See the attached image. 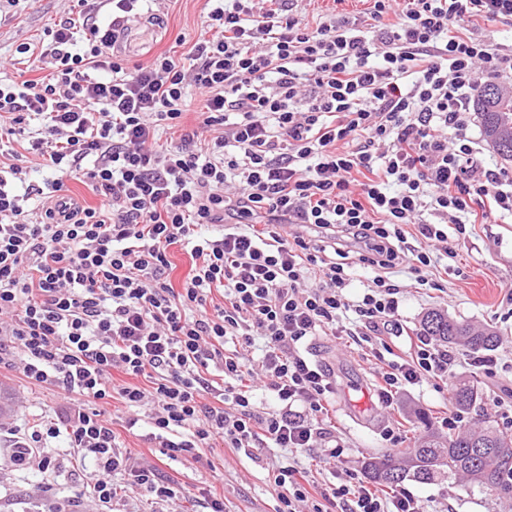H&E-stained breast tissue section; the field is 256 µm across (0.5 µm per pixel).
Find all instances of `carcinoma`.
Returning <instances> with one entry per match:
<instances>
[{"instance_id":"carcinoma-1","label":"carcinoma","mask_w":512,"mask_h":512,"mask_svg":"<svg viewBox=\"0 0 512 512\" xmlns=\"http://www.w3.org/2000/svg\"><path fill=\"white\" fill-rule=\"evenodd\" d=\"M498 92V86L484 85L475 108L485 138L503 160L511 162L512 98H503ZM421 332L474 355H486L499 343L493 328H475L438 311L422 318ZM479 394L480 389L472 380H459L451 389L453 404L463 414L474 407ZM364 471L369 480L386 488L406 481L432 483L443 477H461L472 487L497 490L512 476V430L487 424L446 435L431 432L415 439L397 457L368 459Z\"/></svg>"}]
</instances>
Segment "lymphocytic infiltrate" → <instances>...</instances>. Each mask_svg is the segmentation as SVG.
I'll use <instances>...</instances> for the list:
<instances>
[{"label": "lymphocytic infiltrate", "instance_id": "1", "mask_svg": "<svg viewBox=\"0 0 512 512\" xmlns=\"http://www.w3.org/2000/svg\"><path fill=\"white\" fill-rule=\"evenodd\" d=\"M136 2L112 0L103 30L77 0V17L60 20L45 46L19 48L51 78L0 83V157L37 120L31 147L55 173L36 216L26 168L0 165V355L18 351L31 382L152 406L151 436L174 460L218 439L246 451L318 448L344 468L325 419L328 370L308 346L333 336L380 351L404 333L394 270L429 284L431 243L456 254L448 224L462 234L512 217V171L480 169L468 134L477 82H512V48L473 29L512 22V0H371L364 18L338 12L314 28L288 0H211L186 54L130 64L111 47ZM195 95L204 105L189 126ZM166 129L178 137L162 140ZM70 180L90 183L99 205L68 201ZM213 224L218 234H202ZM175 244L195 261L178 289ZM356 263L375 275L352 301ZM257 338L253 368L238 349ZM460 361L418 336L409 358L389 362L378 399L389 407L406 387L452 382ZM116 369L131 378L118 390ZM260 389L274 410H255ZM61 433L95 461L99 502L111 503L119 474L178 501L174 483L131 464L98 411L19 446L47 467L42 438ZM270 480L278 512H301L305 474L279 466ZM322 498L313 512H420L410 491L386 498L354 473Z\"/></svg>", "mask_w": 512, "mask_h": 512}]
</instances>
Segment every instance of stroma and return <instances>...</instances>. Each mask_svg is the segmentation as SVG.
I'll list each match as a JSON object with an SVG mask.
<instances>
[{
	"mask_svg": "<svg viewBox=\"0 0 512 512\" xmlns=\"http://www.w3.org/2000/svg\"><path fill=\"white\" fill-rule=\"evenodd\" d=\"M67 7V0H0V80H19L18 46H41L47 30L64 18ZM204 7L205 0H142L138 11L156 14V29L134 42L130 49L134 60L145 61L168 50L179 36L193 44ZM450 264L451 272L434 288L417 285L411 274L397 273L405 286L399 314L414 330L427 311L438 310L477 327L494 326L499 332L501 343L495 354L501 364L496 376L477 375L466 364L457 371L458 377L480 381L483 395L466 416L467 423L474 424L493 417V401L512 402V222L467 225L466 239ZM310 350L341 387L331 399L328 419L346 445L351 469L361 470L365 457L389 450L385 430H393L399 448H406L425 428L440 427L452 406L449 389L431 381L408 387L393 407L363 409V395L355 384L376 386L375 362L364 350L331 336L316 337ZM0 395L5 398L0 407V512H99L91 493L95 465L78 459L64 439H47L54 461L49 468L35 461L21 467L13 459L15 444L34 424L65 423L75 409H89V402L57 387L29 382L17 353L0 364ZM104 412L134 464L152 466L183 487V498L171 505L170 512H202L203 499L211 493L223 499L224 512H277L278 492L268 472L288 461L309 473L314 483L312 503L320 502L323 489L333 480L317 453L304 449L267 448L249 456L220 444L202 449L199 460H172L149 435V408L133 412L115 399ZM132 417L138 418L137 427H128ZM48 487L53 496L45 495ZM407 487L419 498L422 512H506L512 505V492H483L458 479L434 484L411 481Z\"/></svg>",
	"mask_w": 512,
	"mask_h": 512,
	"instance_id": "35a3bbf8",
	"label": "stroma"
}]
</instances>
